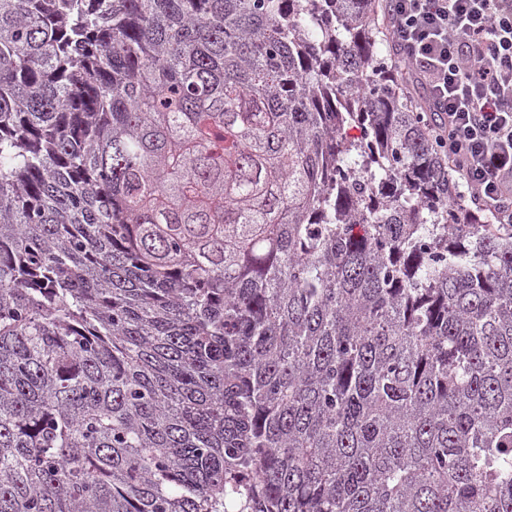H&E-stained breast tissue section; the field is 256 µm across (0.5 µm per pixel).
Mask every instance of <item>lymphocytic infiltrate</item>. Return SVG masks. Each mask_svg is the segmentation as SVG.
Segmentation results:
<instances>
[{"instance_id":"f902f5d3","label":"lymphocytic infiltrate","mask_w":512,"mask_h":512,"mask_svg":"<svg viewBox=\"0 0 512 512\" xmlns=\"http://www.w3.org/2000/svg\"><path fill=\"white\" fill-rule=\"evenodd\" d=\"M390 36L421 70L437 109L429 131L472 201L512 223V6L392 0Z\"/></svg>"}]
</instances>
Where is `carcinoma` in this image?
I'll use <instances>...</instances> for the list:
<instances>
[{"instance_id": "cac0c4a2", "label": "carcinoma", "mask_w": 512, "mask_h": 512, "mask_svg": "<svg viewBox=\"0 0 512 512\" xmlns=\"http://www.w3.org/2000/svg\"><path fill=\"white\" fill-rule=\"evenodd\" d=\"M378 8L0 0V512H512V231Z\"/></svg>"}]
</instances>
